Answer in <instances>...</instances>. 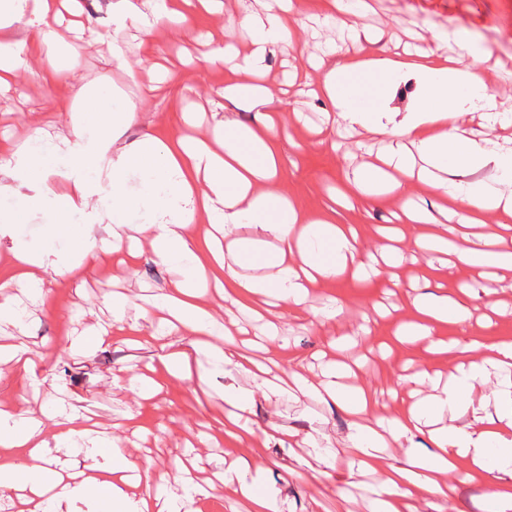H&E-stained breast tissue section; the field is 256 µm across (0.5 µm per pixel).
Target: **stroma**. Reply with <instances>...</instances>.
<instances>
[{"instance_id": "obj_1", "label": "stroma", "mask_w": 512, "mask_h": 512, "mask_svg": "<svg viewBox=\"0 0 512 512\" xmlns=\"http://www.w3.org/2000/svg\"><path fill=\"white\" fill-rule=\"evenodd\" d=\"M115 0H76L74 19L85 24L98 40L85 46L75 32H67L75 53L61 71L56 86L48 87L36 77L19 73L9 87L0 89V143L11 142L22 149L33 129L54 136L65 129L71 112L78 106L69 96L72 78L101 86L134 101L142 111L141 122L124 128L120 143L129 145L147 132L167 137H193L212 129L217 117H228L239 126L257 124L260 116L242 104L224 99L223 64H210V52L222 46L229 18L240 17V0H224L219 15L195 18L188 26L172 28L156 24L149 31L115 32L112 8ZM326 0H303L284 22L292 32L291 41L271 46L266 59L264 84L280 93L283 113L303 112L307 124L285 122L279 128V144L285 172L284 190L302 208L321 212L335 208L341 223L358 225L366 244H373L376 229L393 223L394 212L409 205L438 214L441 201L427 188H419L406 198L388 194L385 185L369 184L368 196L348 191L353 170L366 155L355 152L353 138L337 139L335 145L323 144L317 128L331 104L324 97H309L296 91H283L285 66L296 70L298 83L316 86L323 74L312 69L309 58L322 55L325 42L339 30V19L325 9ZM359 23L370 38L365 51L385 50L387 56L428 48L433 38L451 33L464 35L474 46L492 53L502 61L499 71L488 73L490 89L501 93L504 106L512 111V0H357ZM153 45L159 57L168 58L172 76L155 83L145 53ZM120 47L123 66L112 60L113 47ZM397 279H339L321 283L311 290L313 306L335 298L343 313L320 330L308 325L309 312L286 315L289 347L272 341L270 354L283 370L306 367L316 369L313 358L332 338L356 337V349L366 353L378 345H392L386 364L370 363L361 373V381L378 392L380 413L398 414L406 388L397 377L408 360L429 361L441 373L453 371L455 363L445 356H429L422 346L396 344L397 322L392 318H373L370 333L357 336L364 313L376 301L403 304L406 292L417 273L411 260L396 268ZM41 302H28L25 331L9 323H0V343H24L43 352L44 359L34 370H0V402L17 411H48L65 403L76 413L105 424L134 422L145 432L139 448L132 454L137 463L152 460L157 468L174 470L184 459L187 441L197 433L215 435L217 418L223 417L227 393L250 387L244 375L227 370L213 373L201 363L203 380L182 381L173 377L164 381L163 392L146 400L128 388L131 377L145 365L156 361L159 344L152 340L155 328L144 325L142 333L112 330L107 346L87 351L71 345L73 337L86 334L98 322L108 320L105 299L112 293L127 295L130 304H142L151 290L168 287L175 273L150 252H143L133 263L122 264L110 256L97 266L74 278L60 277L52 270H38ZM397 396H389V389ZM252 428L272 424L300 434L311 435L313 442L288 447L279 439L260 441L261 452L254 461L260 466L266 485L279 490L291 512H336L331 490H325L311 476L313 445L338 443L349 432L347 416L332 403L295 401L288 394L265 398L255 396L248 414Z\"/></svg>"}]
</instances>
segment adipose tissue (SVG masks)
I'll return each instance as SVG.
<instances>
[{
  "label": "adipose tissue",
  "instance_id": "1",
  "mask_svg": "<svg viewBox=\"0 0 512 512\" xmlns=\"http://www.w3.org/2000/svg\"><path fill=\"white\" fill-rule=\"evenodd\" d=\"M192 1L158 0L147 13L132 0H118L113 23L120 31L141 30L183 17ZM58 4L0 0V29L28 11L40 23L34 43L0 44V86L20 70L44 84L56 82L58 65L71 52L58 33L63 19ZM287 9L288 0H262L260 10L245 13L238 22L258 33L252 51L240 54L228 42L216 52L217 59L229 64L225 99L266 113L258 126L244 129L228 120L222 130L202 140H163L147 133L125 145L116 133L137 122L138 108L119 94L77 81L72 93L84 110L72 117L62 141L35 133L26 151H0V196L14 199L48 225L38 245L18 240L0 257L7 273L0 280V322L22 326L24 312L10 290L22 282L34 283V268L71 277L100 254L123 252L128 242H149L153 255L178 279L173 287L159 290L150 309L137 311V318L154 317L162 324L173 319L190 335H212L217 322L203 297L214 286L230 306L254 312L266 326V334L250 336L243 344L232 330H225L223 346L207 350L214 369L231 367L253 382L252 389L228 398L225 440L244 444L259 434L272 436V428L258 434L242 423L255 393L328 399L348 417L349 432L340 447L317 449L316 481L329 478L342 453L349 457L352 474L377 476L371 512H403L414 500L422 501L425 512H447V478L454 473L463 481L481 477L495 512H512V340L462 343L441 336L450 325L472 322L487 331L495 327V319L479 307L461 298L408 294L409 315L399 320L397 342H421L427 352L451 353L457 365L446 378L427 364L404 376V383L413 387V401L390 419L378 415L369 388L351 384L367 360L349 358L346 343L329 342L321 354L324 369L316 377L294 372L283 379L252 357L277 338L285 309L305 308L311 285L344 277H384L387 267L400 262L396 244L404 239L411 241L415 257L447 255L448 266L467 269L484 294H495L498 284L512 282V146L491 135L503 123V104L484 78L490 54L457 36L452 47L412 53L403 61L352 55L327 65L321 89L345 130L389 137L376 163L355 170L353 188L363 190L374 174L385 179L389 190L405 193L419 184L448 203L447 223H430L427 216L406 208L400 227L381 229L369 247L353 225L337 223L331 214H312L282 191L278 129L269 118L276 100L258 77L269 46L290 38L281 19ZM358 70L370 71L373 87L343 83V76ZM403 76L414 77L418 85L413 111L398 118L364 105L370 89H387ZM472 112L481 115L480 131L466 127L465 118ZM107 153L112 175L105 191L97 162ZM483 169L489 175L482 181L447 177L451 170ZM32 183L39 187L34 199L22 191ZM79 205L108 219L106 237H97L92 224L85 225L79 238L68 237L69 218ZM491 215L502 216V223L491 233L476 234V227ZM198 220L214 229L209 240L194 234L192 225ZM253 247L265 251L274 269L268 279L239 271ZM491 376L498 389L490 397L477 387ZM51 424L53 433L47 436L33 412L0 409V498L12 497L19 512H77V503L96 499L106 501L109 512H183L185 500L208 494L207 485L194 477L195 460L180 463L177 475L156 476L124 454L111 432L66 406L56 407ZM418 437L423 445H415ZM392 443L404 447V457L380 467V455ZM79 454L84 466L69 465L68 457ZM463 459L469 462L465 472L458 469ZM215 477L246 512H284V501L264 485L251 457L225 461Z\"/></svg>",
  "mask_w": 512,
  "mask_h": 512
}]
</instances>
